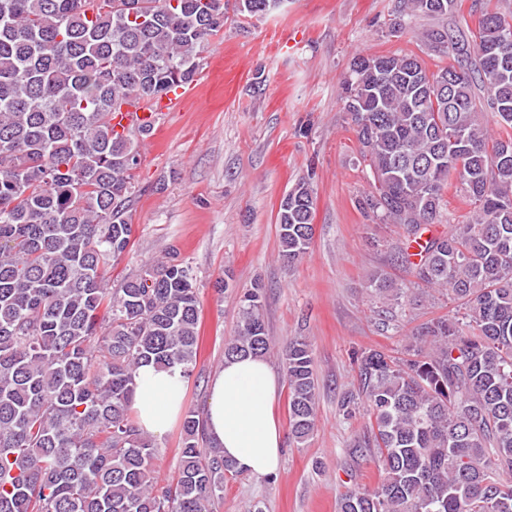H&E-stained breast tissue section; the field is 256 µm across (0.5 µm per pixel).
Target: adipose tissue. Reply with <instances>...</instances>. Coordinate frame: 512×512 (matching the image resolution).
Instances as JSON below:
<instances>
[{"label":"adipose tissue","instance_id":"1","mask_svg":"<svg viewBox=\"0 0 512 512\" xmlns=\"http://www.w3.org/2000/svg\"><path fill=\"white\" fill-rule=\"evenodd\" d=\"M185 380L179 370L141 366L133 410L143 432L163 434L184 410ZM279 380L261 358L225 361L209 383L204 412L211 441L244 473L267 476L276 470L282 435L274 416Z\"/></svg>","mask_w":512,"mask_h":512}]
</instances>
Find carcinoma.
<instances>
[{"label": "carcinoma", "mask_w": 512, "mask_h": 512, "mask_svg": "<svg viewBox=\"0 0 512 512\" xmlns=\"http://www.w3.org/2000/svg\"><path fill=\"white\" fill-rule=\"evenodd\" d=\"M281 0H235L263 16ZM458 0H398L390 33L438 20L419 56L355 55L341 84L371 191L359 210L402 230L392 261L457 303L419 325L407 358L353 352L372 429L349 448L377 463L372 489L338 512H512V17L483 10L468 39ZM226 0H0V512H212L233 464L202 414L182 422L176 479L160 485L156 448L132 415L145 363L193 376L200 299L192 269L166 260L117 288L112 261L130 246L138 138L112 112L192 83ZM495 118L496 130L484 121ZM455 186L467 219L424 237ZM315 190L301 178L277 214L290 265L313 239ZM367 287L391 311L406 289L384 272ZM263 285L240 300L224 358L265 356ZM289 436L316 423L311 345L289 340Z\"/></svg>", "instance_id": "1"}]
</instances>
